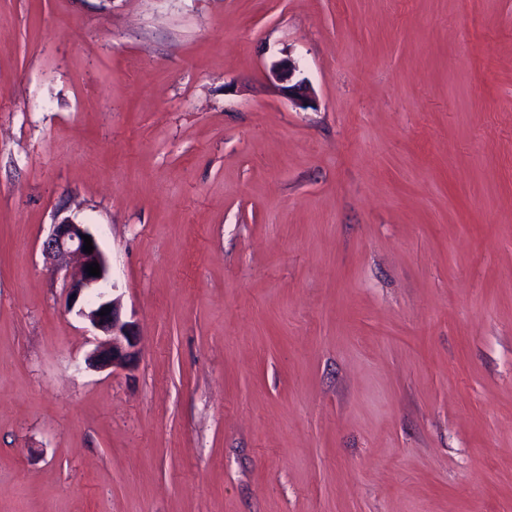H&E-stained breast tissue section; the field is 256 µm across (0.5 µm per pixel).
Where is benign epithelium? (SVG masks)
I'll list each match as a JSON object with an SVG mask.
<instances>
[{
	"label": "benign epithelium",
	"mask_w": 512,
	"mask_h": 512,
	"mask_svg": "<svg viewBox=\"0 0 512 512\" xmlns=\"http://www.w3.org/2000/svg\"><path fill=\"white\" fill-rule=\"evenodd\" d=\"M295 72V62L286 57L273 65L270 74L274 80L282 83V89L289 101L301 106L308 105L312 101L310 88L304 81H293ZM85 235L91 238L94 247L90 254L83 251ZM42 253L56 268L63 267L72 257L81 260V275L68 286L66 308L105 336L89 355L92 365L99 369L131 366L137 354L136 325L123 319L121 297L111 298L104 291V285L108 281V266L97 236L88 225L64 218L51 225L42 242ZM92 262L100 266L98 277L87 272V266ZM105 308L110 309V312L100 315Z\"/></svg>",
	"instance_id": "obj_1"
}]
</instances>
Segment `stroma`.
<instances>
[{"label":"stroma","instance_id":"obj_1","mask_svg":"<svg viewBox=\"0 0 512 512\" xmlns=\"http://www.w3.org/2000/svg\"><path fill=\"white\" fill-rule=\"evenodd\" d=\"M0 512H512V0H0ZM296 69L297 67L293 59L286 57L273 65L270 74L274 80L280 83H288V85L282 86V89L289 101L296 105H309L312 97L308 84L305 81L292 83ZM81 235L91 238L94 247L91 254L83 251L85 241ZM42 253L56 268H62L71 257H79L81 260V275L68 286L66 308L69 312L75 311L77 316L105 336L89 355L92 365L99 369L130 367L137 354L136 325L123 319L121 297H114V286L112 298L104 291L108 281V266L97 236L88 225L64 218L51 224L42 242ZM92 262L99 264L100 277L89 276L87 266ZM104 308H109L110 312L100 316Z\"/></svg>","mask_w":512,"mask_h":512}]
</instances>
